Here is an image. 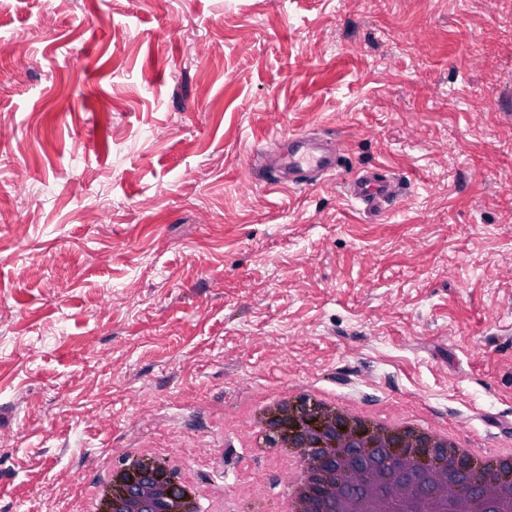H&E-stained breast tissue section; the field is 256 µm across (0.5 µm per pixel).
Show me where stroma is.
Segmentation results:
<instances>
[{
	"label": "stroma",
	"instance_id": "1",
	"mask_svg": "<svg viewBox=\"0 0 512 512\" xmlns=\"http://www.w3.org/2000/svg\"><path fill=\"white\" fill-rule=\"evenodd\" d=\"M0 512L175 450L278 512L262 402L512 448V15L494 0H0ZM338 139L304 192L246 183ZM398 181L381 218L343 183ZM273 156L274 161L269 160L261 148L253 155L252 166L263 167L266 184L289 188L319 185L335 175L338 162L333 138L315 141L304 133L279 138Z\"/></svg>",
	"mask_w": 512,
	"mask_h": 512
}]
</instances>
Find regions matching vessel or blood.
Here are the masks:
<instances>
[{
    "instance_id": "vessel-or-blood-1",
    "label": "vessel or blood",
    "mask_w": 512,
    "mask_h": 512,
    "mask_svg": "<svg viewBox=\"0 0 512 512\" xmlns=\"http://www.w3.org/2000/svg\"><path fill=\"white\" fill-rule=\"evenodd\" d=\"M338 156L333 139H311L303 133L281 137L274 154L257 150L254 166L262 168L266 184L289 188L314 187L335 175ZM350 199L372 213L383 212L397 196L393 181L374 169L359 170L346 184Z\"/></svg>"
}]
</instances>
